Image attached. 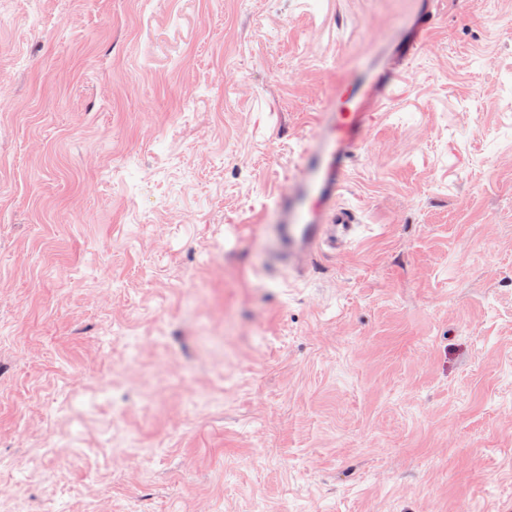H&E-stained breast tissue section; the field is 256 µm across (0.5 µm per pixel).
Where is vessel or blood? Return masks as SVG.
I'll return each instance as SVG.
<instances>
[{"label": "vessel or blood", "instance_id": "obj_1", "mask_svg": "<svg viewBox=\"0 0 512 512\" xmlns=\"http://www.w3.org/2000/svg\"><path fill=\"white\" fill-rule=\"evenodd\" d=\"M437 0L416 15L411 46L423 44L434 26ZM350 112H325L311 125L288 190L278 192V222L273 228L274 258L289 271L306 276L314 255L324 249H350L359 240L360 218L356 209L342 204L340 193L346 164L362 141V127L369 117V100L344 84Z\"/></svg>", "mask_w": 512, "mask_h": 512}]
</instances>
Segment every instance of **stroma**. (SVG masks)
Here are the masks:
<instances>
[{
  "mask_svg": "<svg viewBox=\"0 0 512 512\" xmlns=\"http://www.w3.org/2000/svg\"><path fill=\"white\" fill-rule=\"evenodd\" d=\"M420 2L0 0V512H512V0L389 70ZM347 81L365 229L292 284ZM342 86L353 112H324L311 125L312 136L299 153L288 177L290 188L276 195L278 224L273 228L274 258L305 278L310 260L324 248L350 249L359 241L362 224L356 209L340 202L346 164L361 145L370 97Z\"/></svg>",
  "mask_w": 512,
  "mask_h": 512,
  "instance_id": "obj_1",
  "label": "stroma"
}]
</instances>
